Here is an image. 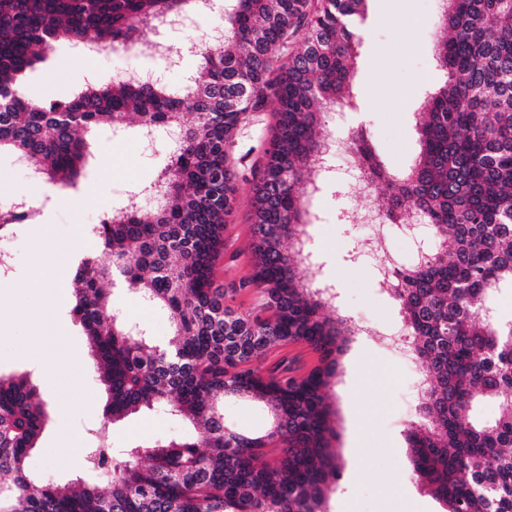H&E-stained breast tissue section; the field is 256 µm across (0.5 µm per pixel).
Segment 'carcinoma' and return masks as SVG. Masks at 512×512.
Returning a JSON list of instances; mask_svg holds the SVG:
<instances>
[{"label":"carcinoma","instance_id":"1","mask_svg":"<svg viewBox=\"0 0 512 512\" xmlns=\"http://www.w3.org/2000/svg\"><path fill=\"white\" fill-rule=\"evenodd\" d=\"M366 2L224 0L223 39L198 44L182 90L117 75L66 100H32L19 85L49 48L134 42L142 24L187 0H0V152L28 159L40 184L75 186L96 131H121L132 115L145 137L183 132L147 187L154 205L114 208L93 226L112 267L80 262L72 312L106 418L169 407L202 428L197 438L107 445L85 460L93 473L110 468L107 490L81 478L62 487L27 466L46 421L30 375L0 373V512H329L340 465L329 391L356 327L325 314L335 295L313 279L303 238L324 185L326 117L352 105ZM442 2L446 35L413 163L389 172L361 128L349 145L353 167L386 187L379 222L430 227L427 257L391 267L386 286L426 368L406 430L413 479L445 512H512V318L491 314L512 291V0ZM269 105L275 122L251 186L252 273L237 289L215 288L237 193L235 135ZM22 218L0 210V235ZM113 280L169 311L166 343L113 309ZM240 288L258 299L247 311L226 305ZM293 344L317 365L295 375L284 357L265 367ZM226 398L265 407L269 428L225 430ZM484 400L496 402L495 419L479 417Z\"/></svg>","mask_w":512,"mask_h":512}]
</instances>
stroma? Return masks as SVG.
Here are the masks:
<instances>
[{
  "instance_id": "35a3bbf8",
  "label": "stroma",
  "mask_w": 512,
  "mask_h": 512,
  "mask_svg": "<svg viewBox=\"0 0 512 512\" xmlns=\"http://www.w3.org/2000/svg\"><path fill=\"white\" fill-rule=\"evenodd\" d=\"M440 13L439 0H369L354 67L353 104L329 117V127L342 134L363 126L379 160L391 169L407 165L417 149L416 113L426 79L435 73L432 44L440 34ZM145 66L139 52L100 58L92 68L83 49L61 43L35 65L22 91L64 99L88 81L114 75L116 68L141 71ZM273 123L271 110L253 112L236 133L237 201L214 269L216 287H229L251 273L250 187ZM169 152L165 135L146 140L134 123L120 134L99 129L94 156L76 187L57 191L38 216L46 230L42 260L34 258L31 226H23L15 242L17 273L0 278V372H31L48 405L52 421L28 461L30 471L46 481L63 483L83 473L86 451L101 434H108L112 447L126 448L191 432L163 408L107 422L105 393L83 329L70 313V302L55 300L73 294L75 266L59 268L48 281L37 271L51 266L58 244L82 236L85 225L128 204L130 190L148 186ZM318 163L330 169L331 178L311 200L317 221L307 227L305 247L319 279L338 293L333 314L373 328L352 337L332 387L341 470L330 512H441V504L413 480L407 454L406 428L416 417V386L425 368L381 342V334L401 328L400 309L380 284L376 261L362 244L363 228L339 221L343 213L369 209L379 190L354 191L343 178L348 162L341 154L329 153ZM112 303L155 341L168 338L165 308L143 305L120 290Z\"/></svg>"
}]
</instances>
